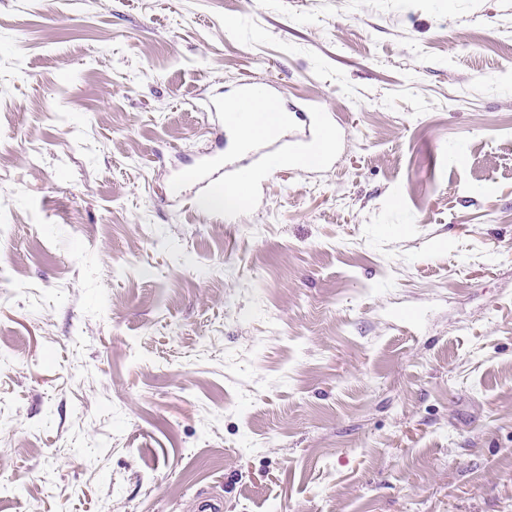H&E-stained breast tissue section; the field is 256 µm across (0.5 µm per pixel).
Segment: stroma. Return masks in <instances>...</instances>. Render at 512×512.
Instances as JSON below:
<instances>
[{
  "mask_svg": "<svg viewBox=\"0 0 512 512\" xmlns=\"http://www.w3.org/2000/svg\"><path fill=\"white\" fill-rule=\"evenodd\" d=\"M331 162L198 208L210 101ZM512 512V0H0V512Z\"/></svg>",
  "mask_w": 512,
  "mask_h": 512,
  "instance_id": "35a3bbf8",
  "label": "stroma"
}]
</instances>
